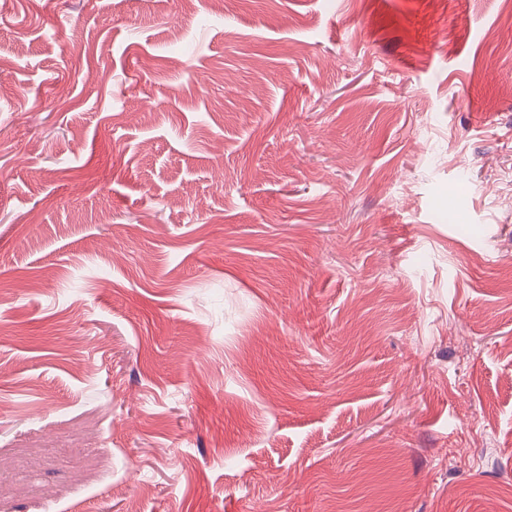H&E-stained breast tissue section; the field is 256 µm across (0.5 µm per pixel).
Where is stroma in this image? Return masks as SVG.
Returning <instances> with one entry per match:
<instances>
[{
	"label": "stroma",
	"instance_id": "obj_1",
	"mask_svg": "<svg viewBox=\"0 0 512 512\" xmlns=\"http://www.w3.org/2000/svg\"><path fill=\"white\" fill-rule=\"evenodd\" d=\"M512 0H0V512H512Z\"/></svg>",
	"mask_w": 512,
	"mask_h": 512
}]
</instances>
